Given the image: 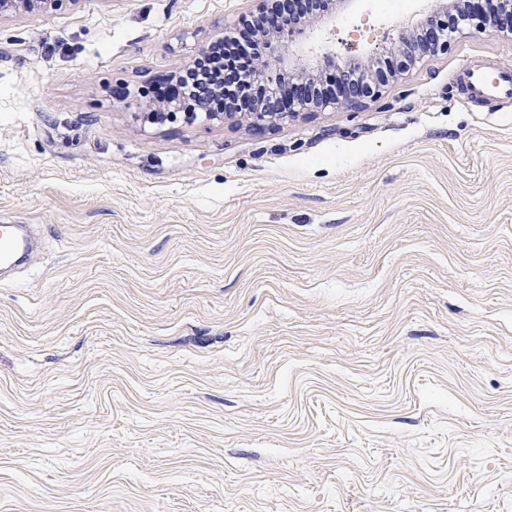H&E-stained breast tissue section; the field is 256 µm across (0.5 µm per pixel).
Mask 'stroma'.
<instances>
[{
	"instance_id": "obj_1",
	"label": "stroma",
	"mask_w": 512,
	"mask_h": 512,
	"mask_svg": "<svg viewBox=\"0 0 512 512\" xmlns=\"http://www.w3.org/2000/svg\"><path fill=\"white\" fill-rule=\"evenodd\" d=\"M252 0L0 14V512H512V34L357 109L145 122ZM442 0H337L370 61ZM466 87L470 98L512 102V67L473 65ZM29 241L26 235L10 225L0 226V263H9L19 253L28 250Z\"/></svg>"
}]
</instances>
